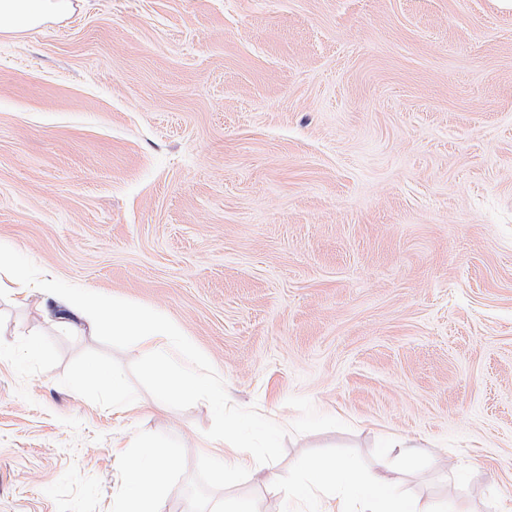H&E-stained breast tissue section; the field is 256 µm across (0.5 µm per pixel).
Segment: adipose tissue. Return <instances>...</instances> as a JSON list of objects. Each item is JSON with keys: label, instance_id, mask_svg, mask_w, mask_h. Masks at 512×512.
Wrapping results in <instances>:
<instances>
[{"label": "adipose tissue", "instance_id": "ef3b65f1", "mask_svg": "<svg viewBox=\"0 0 512 512\" xmlns=\"http://www.w3.org/2000/svg\"><path fill=\"white\" fill-rule=\"evenodd\" d=\"M73 9V0H0V33L19 36L49 20L64 18ZM60 303L67 314L90 325L109 323L111 335L139 337L150 372L160 378V400L175 393L192 398L203 391L204 379L174 360L172 351L181 331L164 316L91 292L61 297ZM175 454L174 448L157 442L144 457L127 462L130 512H155L164 480L159 461ZM221 459L223 464L216 475L226 483L243 472L258 475L264 471L256 455L233 439L225 440ZM299 472V482L287 485L286 493L294 498L323 494L319 512H421L415 501L397 494L395 478L366 472L352 459H314L301 464Z\"/></svg>", "mask_w": 512, "mask_h": 512}]
</instances>
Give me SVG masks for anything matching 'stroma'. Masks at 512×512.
Wrapping results in <instances>:
<instances>
[{
  "label": "stroma",
  "mask_w": 512,
  "mask_h": 512,
  "mask_svg": "<svg viewBox=\"0 0 512 512\" xmlns=\"http://www.w3.org/2000/svg\"><path fill=\"white\" fill-rule=\"evenodd\" d=\"M0 247L164 315L224 393L158 405L133 340L0 290V512H127L157 438L158 512H301L217 479L232 427L284 478L354 457L424 505L512 491L504 0H80L0 37ZM90 362L131 409L80 389Z\"/></svg>",
  "instance_id": "stroma-1"
}]
</instances>
